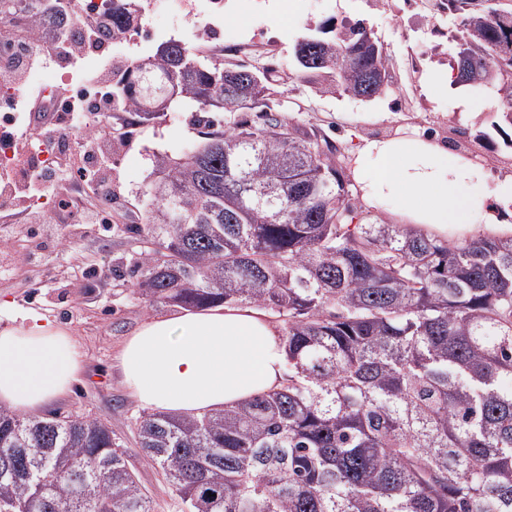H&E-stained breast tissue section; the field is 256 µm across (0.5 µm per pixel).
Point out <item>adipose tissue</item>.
Returning a JSON list of instances; mask_svg holds the SVG:
<instances>
[{
	"label": "adipose tissue",
	"mask_w": 512,
	"mask_h": 512,
	"mask_svg": "<svg viewBox=\"0 0 512 512\" xmlns=\"http://www.w3.org/2000/svg\"><path fill=\"white\" fill-rule=\"evenodd\" d=\"M365 207L458 242L510 237L512 174L496 179L486 221L479 166L446 142L418 134L364 138L352 157ZM285 362L282 330L260 309H186L144 322L121 352L124 381L141 406L200 416L279 388ZM80 361L69 334L33 308L0 328V404L22 414L41 410L70 388Z\"/></svg>",
	"instance_id": "ef3b65f1"
}]
</instances>
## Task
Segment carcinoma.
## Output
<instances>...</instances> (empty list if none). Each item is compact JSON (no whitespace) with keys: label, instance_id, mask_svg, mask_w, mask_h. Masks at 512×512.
<instances>
[{"label":"carcinoma","instance_id":"obj_1","mask_svg":"<svg viewBox=\"0 0 512 512\" xmlns=\"http://www.w3.org/2000/svg\"><path fill=\"white\" fill-rule=\"evenodd\" d=\"M448 0L456 83L512 126V21ZM67 27L68 14L43 11ZM315 47L324 65L302 52ZM317 95L358 97L390 59L357 23L292 51ZM178 94L170 96L172 84ZM258 83L266 90L250 92ZM266 72L177 39L112 65L140 123L180 102L206 142L156 157L136 267L148 305H245L284 324L282 386L200 418L144 414L142 454L179 512H512V237L464 244L360 215L333 147L273 117ZM261 113L220 129L212 112ZM0 512H152L102 419L0 405Z\"/></svg>","mask_w":512,"mask_h":512}]
</instances>
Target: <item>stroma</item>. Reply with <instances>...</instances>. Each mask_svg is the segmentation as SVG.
<instances>
[{
  "label": "stroma",
  "mask_w": 512,
  "mask_h": 512,
  "mask_svg": "<svg viewBox=\"0 0 512 512\" xmlns=\"http://www.w3.org/2000/svg\"><path fill=\"white\" fill-rule=\"evenodd\" d=\"M416 0H294L292 17L263 19L264 42L277 52L272 88L282 120H297L308 132L337 145L343 165H350L359 137H387L414 127L439 139L458 142L466 157L492 149L484 168L490 176L512 173V145L493 132L495 109L486 93L472 94L471 111L453 109L450 99L435 100L423 86L424 76L450 68L456 55L457 20L444 11L417 8ZM365 21L391 60V84L385 95L360 101L345 95L319 96L310 91L294 66L292 48L305 29L329 23L338 27ZM195 115L174 106L150 124L129 125L115 112L107 127L112 137L111 189H80L64 184L63 194L78 207L111 208L112 229L78 220L51 227L27 221V202L12 218L14 243L0 247V299L19 308H35L69 331L81 369L70 389L48 404L64 416L101 418L127 448L140 484L154 512H176L172 493L160 471L140 454L136 420L143 409L131 398L119 367L125 340L144 321L173 314V307L145 304L136 292L134 269L144 243L137 230L144 224L149 199L144 191L154 179L155 158L176 155L201 144L203 129ZM41 247L42 262L25 258ZM93 264L95 274L70 272L72 258Z\"/></svg>",
  "instance_id": "35a3bbf8"
}]
</instances>
